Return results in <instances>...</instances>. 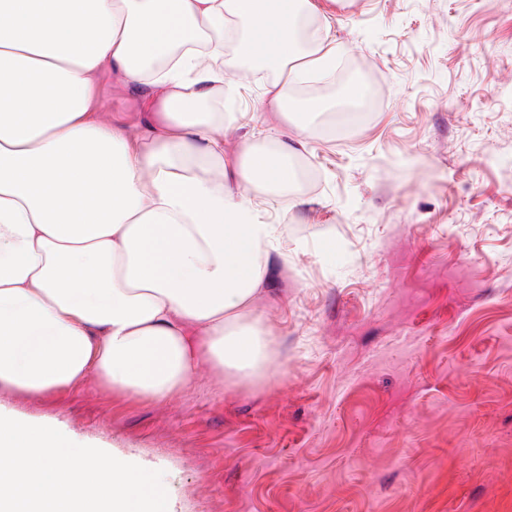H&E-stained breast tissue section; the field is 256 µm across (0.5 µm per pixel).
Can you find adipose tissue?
<instances>
[{
    "mask_svg": "<svg viewBox=\"0 0 512 512\" xmlns=\"http://www.w3.org/2000/svg\"><path fill=\"white\" fill-rule=\"evenodd\" d=\"M330 31L315 0H0V386L159 401L205 362L278 372L257 301L287 254L252 196L297 205L302 140L227 157L224 67L271 72L259 104L291 122ZM105 71L150 112L137 133L96 108Z\"/></svg>",
    "mask_w": 512,
    "mask_h": 512,
    "instance_id": "1",
    "label": "adipose tissue"
}]
</instances>
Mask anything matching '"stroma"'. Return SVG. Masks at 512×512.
I'll return each mask as SVG.
<instances>
[{"label":"stroma","mask_w":512,"mask_h":512,"mask_svg":"<svg viewBox=\"0 0 512 512\" xmlns=\"http://www.w3.org/2000/svg\"><path fill=\"white\" fill-rule=\"evenodd\" d=\"M318 3L377 103L314 121L300 205L260 204L288 245L258 303L274 379L204 364L161 401L90 379L0 411L162 471L172 512H512V0ZM226 73L231 156L274 122ZM95 100L146 118L110 73Z\"/></svg>","instance_id":"35a3bbf8"}]
</instances>
